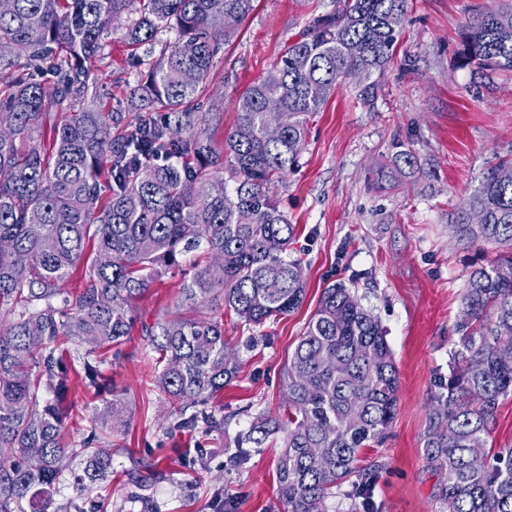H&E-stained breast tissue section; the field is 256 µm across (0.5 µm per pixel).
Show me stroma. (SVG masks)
Instances as JSON below:
<instances>
[{
  "instance_id": "35a3bbf8",
  "label": "stroma",
  "mask_w": 512,
  "mask_h": 512,
  "mask_svg": "<svg viewBox=\"0 0 512 512\" xmlns=\"http://www.w3.org/2000/svg\"><path fill=\"white\" fill-rule=\"evenodd\" d=\"M500 0H409L396 54L376 98H357L355 80L336 87L310 122L298 168L276 182L274 198L297 238L289 258L300 261L303 305L252 329L224 317V337L240 349L237 379L216 399L224 428L168 432L171 407L155 385L157 354L143 325L180 311L182 287L195 266L187 260L163 270L136 303V321L121 354L102 367L115 391L74 384L72 415L63 436L72 460L61 474L58 503L69 512H214L215 498L235 512H281L276 499L277 447L255 448L239 462L226 439L248 429L262 412L278 413L281 369L327 286L342 283L371 308L387 334L399 370L397 415L382 445L365 449L381 461L371 498L376 512H441L438 475L427 468L420 438L436 377L447 375L460 293L467 272L490 266L504 248L457 238V212L498 158L512 154V72L475 76L456 64L474 20ZM336 0H256L237 37L223 46L194 110L218 118L206 130L222 143L234 126L243 92L271 72L288 44ZM132 49L119 36L95 63L99 84L112 95L113 133L124 132L138 112L131 97L148 64L172 41ZM411 152V164L401 155ZM257 338V349L246 346ZM119 399L127 427L102 433L112 444L107 481L83 486L82 452L92 417Z\"/></svg>"
}]
</instances>
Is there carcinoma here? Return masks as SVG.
Instances as JSON below:
<instances>
[{"label":"carcinoma","instance_id":"1","mask_svg":"<svg viewBox=\"0 0 512 512\" xmlns=\"http://www.w3.org/2000/svg\"><path fill=\"white\" fill-rule=\"evenodd\" d=\"M254 2L12 0L0 12V512H62L56 483L71 458L62 428L74 382L61 338L89 345L79 379L101 389L100 366L119 355L135 302L161 269L180 257L203 264L182 288L193 315L145 331L162 361L156 383L179 404L171 429L209 432L224 425L211 402L240 372L219 309L256 327L303 302L299 262L288 259L296 227L270 185L298 167L310 118L340 82L355 77L359 100L375 97L408 0H341L314 17L239 98L236 124L218 146L193 102ZM124 14L132 46L175 33L135 93L140 106L159 105L169 117L158 124L141 115L128 133L104 138L112 113L93 63ZM458 64L512 70L511 6L477 18ZM187 69L197 72L193 84L182 80ZM271 101L283 129L276 141L265 137ZM471 211L483 222L469 223ZM454 227L461 239L511 250L466 277L452 366L436 380L422 455L441 475L445 512H512V447L488 446L500 400L512 396V335L499 334L512 324V156L487 171ZM81 263L87 285L70 297L61 285ZM282 378L284 413L257 415L228 447L244 461L280 440L284 512H329L338 494L353 501L350 512H374L380 465H362V454L393 422L399 377L379 321L352 289L324 288ZM121 413L112 400L101 426L126 425ZM83 451L89 482L105 479L109 453Z\"/></svg>","mask_w":512,"mask_h":512}]
</instances>
